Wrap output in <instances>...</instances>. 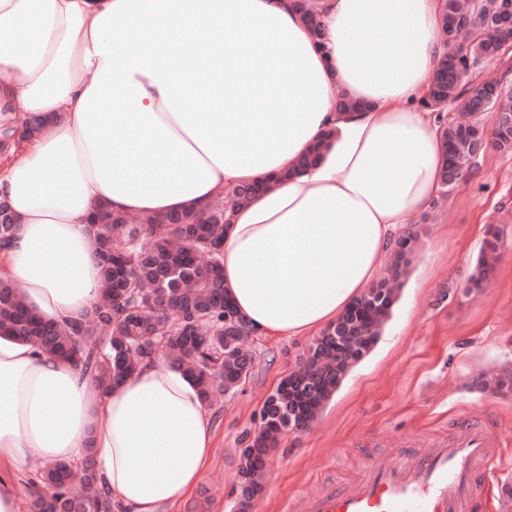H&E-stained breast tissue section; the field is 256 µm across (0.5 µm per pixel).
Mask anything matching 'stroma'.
Listing matches in <instances>:
<instances>
[{
  "label": "stroma",
  "instance_id": "1",
  "mask_svg": "<svg viewBox=\"0 0 512 512\" xmlns=\"http://www.w3.org/2000/svg\"><path fill=\"white\" fill-rule=\"evenodd\" d=\"M493 227L501 235L495 267L483 288L468 287ZM409 231L417 250L389 321L311 428L281 436L252 512H291L303 492L356 477L379 452L428 447L464 419L504 436L478 512H512V154L489 149L475 158ZM311 342L246 340L256 371L212 407L206 475L171 512H231L241 440L258 427L266 397L298 369Z\"/></svg>",
  "mask_w": 512,
  "mask_h": 512
}]
</instances>
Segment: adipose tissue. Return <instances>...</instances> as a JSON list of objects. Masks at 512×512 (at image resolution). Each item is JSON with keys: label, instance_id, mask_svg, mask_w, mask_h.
Segmentation results:
<instances>
[{"label": "adipose tissue", "instance_id": "ef3b65f1", "mask_svg": "<svg viewBox=\"0 0 512 512\" xmlns=\"http://www.w3.org/2000/svg\"><path fill=\"white\" fill-rule=\"evenodd\" d=\"M0 0V122L39 133L0 168L17 217L0 267L46 320L101 294L89 217L206 208L270 187L224 230V286L256 334L322 331L377 280L387 250L440 198L441 124L420 106L448 46L441 0ZM362 102L341 112L339 95ZM319 158L296 176L315 144ZM211 415L158 361L109 391L0 336V512L24 475L92 453L122 512H165L204 477ZM294 5L307 26L310 36L314 39L320 37L322 35V28L316 0H295Z\"/></svg>", "mask_w": 512, "mask_h": 512}]
</instances>
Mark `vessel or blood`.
Returning <instances> with one entry per match:
<instances>
[{
    "mask_svg": "<svg viewBox=\"0 0 512 512\" xmlns=\"http://www.w3.org/2000/svg\"><path fill=\"white\" fill-rule=\"evenodd\" d=\"M502 442L500 433L462 421L429 450L389 449L355 480L303 493L295 512H473Z\"/></svg>",
    "mask_w": 512,
    "mask_h": 512,
    "instance_id": "1",
    "label": "vessel or blood"
}]
</instances>
